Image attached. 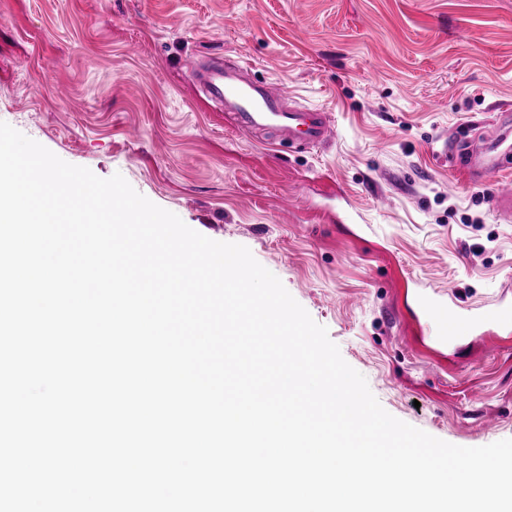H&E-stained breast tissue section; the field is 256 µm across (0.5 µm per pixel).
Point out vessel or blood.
<instances>
[{"instance_id": "1", "label": "vessel or blood", "mask_w": 512, "mask_h": 512, "mask_svg": "<svg viewBox=\"0 0 512 512\" xmlns=\"http://www.w3.org/2000/svg\"><path fill=\"white\" fill-rule=\"evenodd\" d=\"M198 79L211 101L230 107L229 117L241 129L270 130L292 143L309 147L330 138L329 114L304 108L285 109V88L245 81L220 67L204 69ZM420 306L442 339L455 337L472 325L473 321L451 313L439 296H422Z\"/></svg>"}]
</instances>
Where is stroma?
Returning a JSON list of instances; mask_svg holds the SVG:
<instances>
[{"label": "stroma", "mask_w": 512, "mask_h": 512, "mask_svg": "<svg viewBox=\"0 0 512 512\" xmlns=\"http://www.w3.org/2000/svg\"><path fill=\"white\" fill-rule=\"evenodd\" d=\"M208 59L325 110L332 140L233 127L194 80ZM504 113L512 0H0V122L247 247L388 413L466 447L512 438V326L444 343L419 297L512 307L499 176L451 152L493 150Z\"/></svg>", "instance_id": "35a3bbf8"}]
</instances>
